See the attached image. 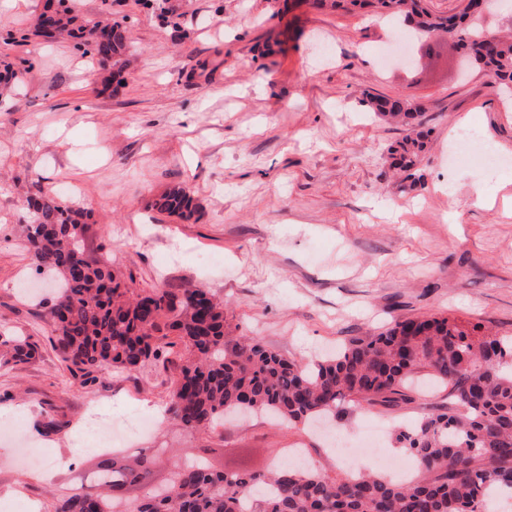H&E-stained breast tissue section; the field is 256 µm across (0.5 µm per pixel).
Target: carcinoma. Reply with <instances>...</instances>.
I'll list each match as a JSON object with an SVG mask.
<instances>
[{"mask_svg":"<svg viewBox=\"0 0 512 512\" xmlns=\"http://www.w3.org/2000/svg\"><path fill=\"white\" fill-rule=\"evenodd\" d=\"M319 8L372 11L409 27L417 39L441 36L476 60L459 71L488 73L493 87L512 97V43L486 51L479 20L460 4L451 17L425 0H312ZM77 33L82 56L105 68L128 48L118 21L82 19L75 6L57 12L52 35ZM386 121L411 126L421 109L399 96L366 93ZM424 142L407 136L393 151L395 165L414 189L423 182ZM32 220L22 240L31 264L57 276V297L46 316L52 341L73 375L96 381L102 366L135 370L163 350L180 346L167 406L184 431L209 430L224 414L244 408L271 412L290 425L323 414L343 418L350 405L388 403L421 371L451 385L448 410L399 432L404 454L424 476L397 482L386 476H332L308 464L260 471H215L211 448H185L171 477L154 483L157 449L141 448L137 467L100 456L85 490L57 501L51 512H486V489L512 490V338L477 336L446 317L407 318L384 331L357 337L332 356L306 364L287 359L242 336L225 332L226 305L204 288L179 295L157 289L136 296L84 245L87 213L58 198L27 200ZM160 213L191 218L193 197L181 185L151 202ZM0 363L20 362L35 346L0 336Z\"/></svg>","mask_w":512,"mask_h":512,"instance_id":"obj_1","label":"carcinoma"}]
</instances>
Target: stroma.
<instances>
[{"mask_svg":"<svg viewBox=\"0 0 512 512\" xmlns=\"http://www.w3.org/2000/svg\"><path fill=\"white\" fill-rule=\"evenodd\" d=\"M45 3L0 0V65L16 74L0 95V331L38 347L34 359L0 366V408L24 412L0 426V512L73 493L99 454L91 443L72 453L89 409L156 413L173 376L154 359L102 368L92 384L70 374L43 319L51 279L19 232L36 188L74 187L87 252L111 258L136 293L206 288L227 302L231 335L289 358L308 361L406 318L512 337V106L488 76L459 77L452 44H410L397 64L390 54L405 27L305 0H167L173 26L144 0H79L85 18L130 21L127 62L106 83L72 40L35 35ZM367 91L422 106L424 187L400 189L391 149L407 130L368 112ZM470 127L508 166L450 164L456 134ZM175 184L200 205L190 220L149 206ZM447 405L440 385L351 407L333 429L254 415L188 435L166 418L121 449L211 447L215 468L245 461L260 471L302 448L342 476L354 463L331 450V432L378 430L393 458L399 431ZM49 414L63 426L46 437L38 425ZM31 453L48 477L25 468Z\"/></svg>","mask_w":512,"mask_h":512,"instance_id":"35a3bbf8","label":"stroma"}]
</instances>
